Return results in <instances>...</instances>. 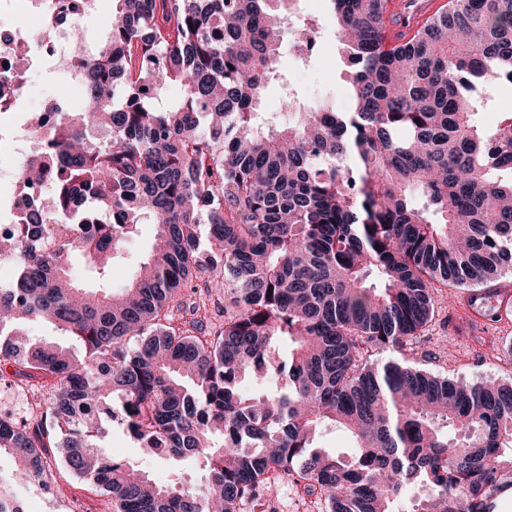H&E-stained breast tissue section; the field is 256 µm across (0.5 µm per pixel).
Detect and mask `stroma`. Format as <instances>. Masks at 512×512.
<instances>
[{
  "instance_id": "obj_1",
  "label": "stroma",
  "mask_w": 512,
  "mask_h": 512,
  "mask_svg": "<svg viewBox=\"0 0 512 512\" xmlns=\"http://www.w3.org/2000/svg\"><path fill=\"white\" fill-rule=\"evenodd\" d=\"M294 12L296 20L318 22L320 34L316 47L309 61H297L289 49L296 30L292 27L285 30L280 53L284 79L267 87L262 111L278 113L283 90L288 86L304 97H328L335 99L339 106H348L346 66L328 0H296ZM65 81V75L56 72L48 62L36 63L28 74L27 97L21 103L20 112L11 115V122H37L47 101L59 97ZM155 236L154 225L141 224L125 241L112 271L114 290L126 288L140 262L148 257ZM468 295L465 288H437L433 320L406 357L412 364L441 376L460 377L473 383L510 382L512 320L490 325L485 335H469L462 324V310ZM12 372L11 365H0V411L22 420L42 409L47 389L38 379L13 380ZM108 447L114 460L135 462L155 482H167L172 476L168 461L141 454L134 439L120 426L110 429ZM15 493L28 512H112L107 494L65 471L58 474L53 490L27 485L16 487Z\"/></svg>"
}]
</instances>
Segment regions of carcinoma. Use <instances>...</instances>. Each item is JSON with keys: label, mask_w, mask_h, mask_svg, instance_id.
<instances>
[{"label": "carcinoma", "mask_w": 512, "mask_h": 512, "mask_svg": "<svg viewBox=\"0 0 512 512\" xmlns=\"http://www.w3.org/2000/svg\"><path fill=\"white\" fill-rule=\"evenodd\" d=\"M46 37L63 0H31ZM84 59L87 106L52 99L41 153L0 243V363L51 380L32 421L0 414L12 481L51 489L47 449L116 512H254L291 482L326 512H496L512 491V382L435 375L401 352L431 322V291L492 287L512 269V112L488 128L482 90L512 86V0H448L399 45L388 0H330L349 106L288 90V123L258 108L296 0H116ZM317 23L291 49L304 62ZM181 102L167 101L170 86ZM156 243L127 288L105 286L139 224ZM209 248L200 251L201 225ZM85 259L93 285L70 265ZM224 293V320L183 291ZM47 319L79 346L30 337ZM261 386L245 396L239 384ZM147 455L194 459L205 484L165 485L112 459L103 420ZM340 430L351 453L320 441ZM0 512H22L0 483Z\"/></svg>", "instance_id": "carcinoma-1"}]
</instances>
